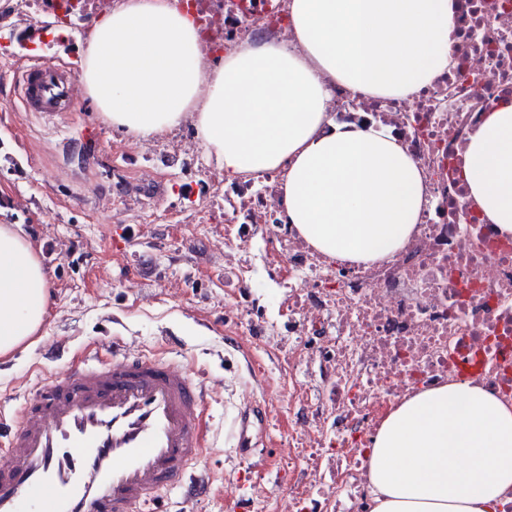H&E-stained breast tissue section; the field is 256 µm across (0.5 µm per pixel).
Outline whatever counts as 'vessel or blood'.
<instances>
[{
    "label": "vessel or blood",
    "instance_id": "b4317fda",
    "mask_svg": "<svg viewBox=\"0 0 512 512\" xmlns=\"http://www.w3.org/2000/svg\"><path fill=\"white\" fill-rule=\"evenodd\" d=\"M28 112H64L61 69L29 60L18 73ZM203 385L186 366L130 352L71 362L0 427V512H137L162 491L203 490L188 470L202 458Z\"/></svg>",
    "mask_w": 512,
    "mask_h": 512
}]
</instances>
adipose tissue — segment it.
<instances>
[{
  "instance_id": "obj_1",
  "label": "adipose tissue",
  "mask_w": 512,
  "mask_h": 512,
  "mask_svg": "<svg viewBox=\"0 0 512 512\" xmlns=\"http://www.w3.org/2000/svg\"><path fill=\"white\" fill-rule=\"evenodd\" d=\"M454 0H291L303 47L245 46L214 67L176 0H122L78 74L112 128L144 140L191 123L227 179L285 170L287 221L331 260L391 257L428 200L422 174L380 125L323 133L329 76L404 99L451 71ZM468 199L512 236V105L487 112L461 159ZM51 277L20 225L0 222V359L30 343ZM372 512H499L512 487V409L462 382L412 395L367 453Z\"/></svg>"
}]
</instances>
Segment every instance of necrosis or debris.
Masks as SVG:
<instances>
[{
    "label": "necrosis or debris",
    "mask_w": 512,
    "mask_h": 512,
    "mask_svg": "<svg viewBox=\"0 0 512 512\" xmlns=\"http://www.w3.org/2000/svg\"><path fill=\"white\" fill-rule=\"evenodd\" d=\"M121 0H15L27 26L23 45L54 17L89 38ZM289 0H178L193 19L211 62L245 45L298 48ZM455 70L406 99L353 94L330 83L328 119L339 126L382 125L421 170L427 209L402 247L382 262L331 261L289 227L281 205L285 174L225 182L220 170L187 183L185 210L195 224H229L224 285L240 301L232 321L250 336L288 339V367L310 377L292 402L313 409L288 437L294 481L288 512H371L366 450L387 414L418 391L467 381L512 407V237L499 235L468 205L460 158L486 110L512 100V0H456L451 46ZM184 125L156 146L122 148L112 193H136L158 162L195 167ZM288 255V319L269 322L242 286L256 240Z\"/></svg>",
    "instance_id": "obj_1"
}]
</instances>
